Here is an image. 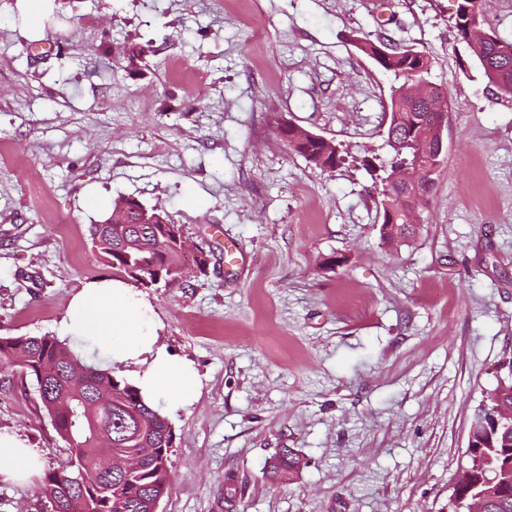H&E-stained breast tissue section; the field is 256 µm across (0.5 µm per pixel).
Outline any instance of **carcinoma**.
Instances as JSON below:
<instances>
[{"instance_id": "carcinoma-1", "label": "carcinoma", "mask_w": 512, "mask_h": 512, "mask_svg": "<svg viewBox=\"0 0 512 512\" xmlns=\"http://www.w3.org/2000/svg\"><path fill=\"white\" fill-rule=\"evenodd\" d=\"M485 23L483 0H460L454 29L467 39L469 28ZM490 37L470 46L471 54L484 78V91L496 97L512 98V40L487 29ZM357 49L391 73L399 84L391 87L390 112L395 138H387V157L380 164L381 194L392 208V223L399 239L415 236L413 208L420 198L411 196L406 186L397 187L390 176L397 168L421 163L420 180L429 179L433 166L427 158L432 146L418 139L415 129L433 121L437 113L428 110L426 100L449 105L450 97L429 81L430 61L405 48L358 41ZM289 147L322 170H333L340 154L313 141L304 130L288 131ZM92 224L89 236L93 248L113 270L146 288L156 277L173 283L182 279L183 265L177 234L179 224ZM1 379L22 391L33 389L42 409L51 419L58 436L68 445L74 464L62 471L45 474L42 486L45 512H151L152 503L166 495L171 485L170 456L175 434L165 415L145 403L139 388L108 368L86 363L70 346L55 336H0ZM496 384L484 394L473 416V452L467 457L471 486L485 495L483 512H512V485L502 481L512 470V421L496 413L500 404L512 405V353L502 356L495 367ZM112 428V455L121 460L139 448L152 454L136 470L118 464L104 477H90L71 487L63 475L76 470L80 462L95 458L100 446L99 430ZM298 467L297 453L284 448L269 470L273 479L290 476Z\"/></svg>"}]
</instances>
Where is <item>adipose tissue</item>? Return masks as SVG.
Instances as JSON below:
<instances>
[{
	"label": "adipose tissue",
	"instance_id": "1",
	"mask_svg": "<svg viewBox=\"0 0 512 512\" xmlns=\"http://www.w3.org/2000/svg\"><path fill=\"white\" fill-rule=\"evenodd\" d=\"M148 309L139 294L122 282L93 281L70 300L64 328L97 338L111 360L136 365L145 399L163 394L177 404H188L195 392L192 374L158 346L155 328L146 318ZM36 459L15 437L0 435V476L28 477L36 469Z\"/></svg>",
	"mask_w": 512,
	"mask_h": 512
}]
</instances>
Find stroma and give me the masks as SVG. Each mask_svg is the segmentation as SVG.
Instances as JSON below:
<instances>
[{
  "instance_id": "stroma-1",
  "label": "stroma",
  "mask_w": 512,
  "mask_h": 512,
  "mask_svg": "<svg viewBox=\"0 0 512 512\" xmlns=\"http://www.w3.org/2000/svg\"><path fill=\"white\" fill-rule=\"evenodd\" d=\"M61 2L35 42L0 0V336L49 334L129 377L62 328L84 284L113 276L85 193L164 208L209 266L139 291L197 384L188 405L154 400L175 432L160 512H448L512 350V101L483 94L455 37L459 0ZM363 37L424 54L451 96L419 229L392 246L366 164L394 79ZM282 122L331 141L341 165L292 152ZM0 433L41 461L0 477V512H42L67 444L32 391L0 389ZM283 448L300 466L270 481Z\"/></svg>"
}]
</instances>
